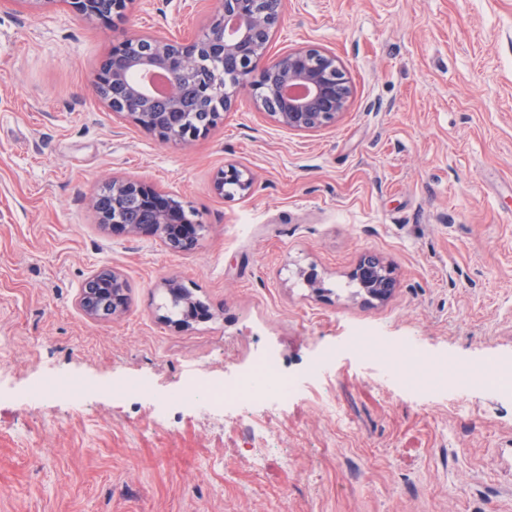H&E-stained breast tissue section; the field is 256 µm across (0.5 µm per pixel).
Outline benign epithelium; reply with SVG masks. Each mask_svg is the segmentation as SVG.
Returning a JSON list of instances; mask_svg holds the SVG:
<instances>
[{
    "mask_svg": "<svg viewBox=\"0 0 512 512\" xmlns=\"http://www.w3.org/2000/svg\"><path fill=\"white\" fill-rule=\"evenodd\" d=\"M71 11L87 20H106L123 14L128 0H65ZM257 0H215L212 18L202 37L179 43L163 34L149 37L133 33L112 50L96 74L100 97L113 113L157 135L162 141L189 142L207 132L192 126L174 134L185 104L193 102L215 118L231 106L224 81L231 86H248L257 107L279 126L292 131L314 130L335 124L347 110L352 85L347 70L335 53L306 46L277 56L267 54L273 30L280 24L284 0H265L268 8L257 11ZM147 39L153 50L134 52ZM157 70L168 78L167 93L155 96L144 80ZM240 190L250 188L249 173L229 166L217 173L214 191L224 194L227 182ZM112 190L98 194L92 206L100 208L102 226L129 237L151 235L172 253L192 251L201 237L202 225L181 218L189 207L175 194L140 180H112ZM134 197L140 205L141 222H129L122 213L125 200ZM361 288L373 299L389 297L394 281L388 268L376 257L365 256L352 272ZM173 303L186 307L192 316L175 323L185 328L190 322L209 318L206 307L176 278L164 282ZM77 305L91 319L108 320L128 308L124 276L112 268L94 271L84 282Z\"/></svg>",
    "mask_w": 512,
    "mask_h": 512,
    "instance_id": "benign-epithelium-1",
    "label": "benign epithelium"
}]
</instances>
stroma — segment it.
Masks as SVG:
<instances>
[{
	"label": "stroma",
	"mask_w": 512,
	"mask_h": 512,
	"mask_svg": "<svg viewBox=\"0 0 512 512\" xmlns=\"http://www.w3.org/2000/svg\"><path fill=\"white\" fill-rule=\"evenodd\" d=\"M212 5L133 0L106 24L0 0V512H512V393L408 395L354 349L413 336L429 366L512 365V0H287L271 53L327 49L351 81L326 128L280 127L247 88L186 144L113 114L92 86L113 47L197 38ZM230 164L252 185L215 194ZM115 178L187 202L196 249L105 230L91 200ZM367 255L387 300L352 292ZM102 266L129 288L108 321L75 303ZM171 276L209 319L167 323ZM259 343L290 375L331 360L272 415L179 400ZM49 375L80 400L33 398Z\"/></svg>",
	"instance_id": "1"
}]
</instances>
